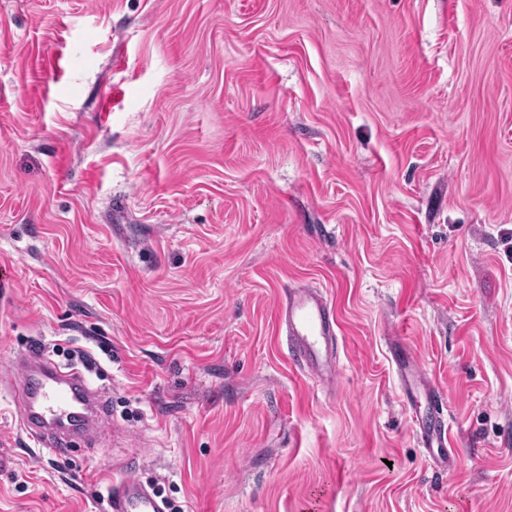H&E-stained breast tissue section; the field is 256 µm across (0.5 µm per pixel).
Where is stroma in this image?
Masks as SVG:
<instances>
[{
  "mask_svg": "<svg viewBox=\"0 0 512 512\" xmlns=\"http://www.w3.org/2000/svg\"><path fill=\"white\" fill-rule=\"evenodd\" d=\"M0 512H512V0H0ZM337 310L331 385L278 334ZM399 337L460 450L428 460ZM86 369L53 457L12 385ZM277 315L293 366L318 382L332 381L340 333L333 303L314 288H293L284 292ZM107 512H166L150 486L128 474H114L108 484Z\"/></svg>",
  "mask_w": 512,
  "mask_h": 512,
  "instance_id": "obj_1",
  "label": "stroma"
}]
</instances>
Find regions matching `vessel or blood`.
<instances>
[{
  "label": "vessel or blood",
  "instance_id": "vessel-or-blood-1",
  "mask_svg": "<svg viewBox=\"0 0 512 512\" xmlns=\"http://www.w3.org/2000/svg\"><path fill=\"white\" fill-rule=\"evenodd\" d=\"M277 315L293 366L318 382L332 381L337 375L336 339L340 333L333 303L316 289L293 288L285 291ZM390 349L415 437L436 467L449 470L455 450L444 413L445 399L434 386L425 383L411 349L399 342L392 343ZM14 391L21 405L24 430L50 454L67 455L66 439L79 431L94 432L99 426L87 415L95 396L84 377L75 371L61 372L40 355L27 356ZM422 398L429 410L425 417L417 409ZM114 469L107 490V512H166L150 486L127 474L126 461L117 462Z\"/></svg>",
  "mask_w": 512,
  "mask_h": 512
}]
</instances>
